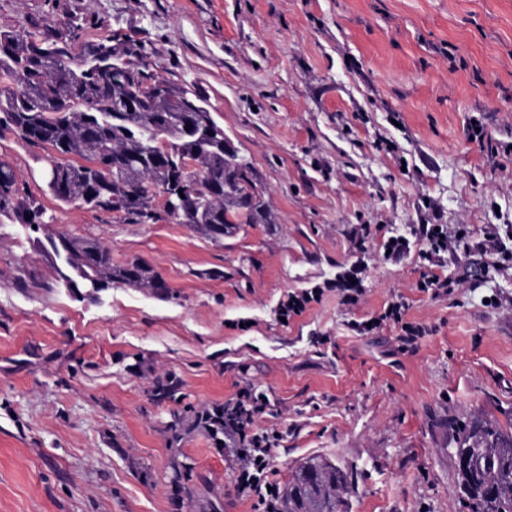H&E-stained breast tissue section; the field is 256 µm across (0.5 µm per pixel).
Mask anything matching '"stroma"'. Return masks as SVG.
I'll return each mask as SVG.
<instances>
[{"instance_id": "35a3bbf8", "label": "stroma", "mask_w": 512, "mask_h": 512, "mask_svg": "<svg viewBox=\"0 0 512 512\" xmlns=\"http://www.w3.org/2000/svg\"><path fill=\"white\" fill-rule=\"evenodd\" d=\"M72 21V55L119 34L153 74L196 88L275 221L215 244L64 205L44 187L49 152L0 130V158L54 217L39 233L0 220V512H205L214 499L263 512L192 425L243 388L270 399L258 427L283 433L277 482L319 456L356 470L349 512H466L448 421L512 427V267L448 257L440 275H477L433 299L416 288L422 242L397 261L383 246L434 220L475 238L512 225V158L466 135L478 114L512 142V0H0V31L42 39ZM51 232L101 240L116 266L143 261L168 298L70 290ZM353 267L347 305L337 283ZM312 288L321 301L282 325L280 302ZM399 295L428 328L414 347L388 325L349 329Z\"/></svg>"}]
</instances>
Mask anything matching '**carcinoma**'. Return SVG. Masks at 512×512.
I'll return each mask as SVG.
<instances>
[{"mask_svg": "<svg viewBox=\"0 0 512 512\" xmlns=\"http://www.w3.org/2000/svg\"><path fill=\"white\" fill-rule=\"evenodd\" d=\"M80 29L73 21L39 44L28 32H0V129L62 157L43 172L50 195L131 224H185L213 243L243 224L274 223L254 166L224 153V128L202 96L155 77L143 50L110 38L72 63L59 43L78 37ZM186 179L196 188L183 196L178 190ZM0 216L36 233L54 222L1 158ZM52 244L76 273L77 279H67L73 290L118 282L168 296L166 284L144 263L112 267L99 240L60 233ZM453 457L457 490L469 512H512V433L487 420L464 423L457 427ZM188 470L177 459L171 463L173 481L191 500L194 491L182 483ZM354 483V471L312 458L288 479L279 512H337Z\"/></svg>", "mask_w": 512, "mask_h": 512, "instance_id": "1", "label": "carcinoma"}]
</instances>
